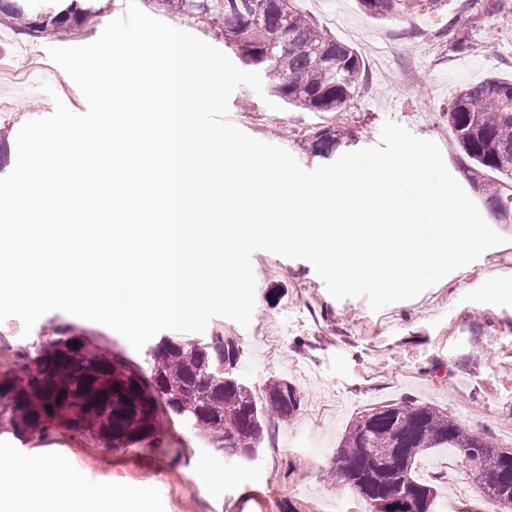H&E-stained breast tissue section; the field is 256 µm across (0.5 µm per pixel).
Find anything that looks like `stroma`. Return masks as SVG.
Instances as JSON below:
<instances>
[{
    "label": "stroma",
    "instance_id": "obj_1",
    "mask_svg": "<svg viewBox=\"0 0 512 512\" xmlns=\"http://www.w3.org/2000/svg\"><path fill=\"white\" fill-rule=\"evenodd\" d=\"M148 15L223 47L218 27L164 12L154 0H137ZM93 16L81 34L50 31L38 38L0 26V177L16 160V135L27 121L50 116L55 99L74 113L87 102L73 80L44 53L52 46L95 41L127 0H91ZM296 8L361 56L366 84L346 111L326 117L288 106L274 110L249 86L229 100V120L257 139L288 150L307 170L321 164L308 152L315 130L344 131L345 151L377 145L386 120L434 141L444 163L487 216L490 227L512 240L478 193L451 132L448 105L461 88L495 75L512 79V18L492 0H443L437 10L377 19L358 0H295ZM53 94H46L44 85ZM255 308L248 326L213 318L208 330L238 339L240 372L262 389L284 377L302 403L288 421L273 425L259 456L228 460L181 422L164 420L167 447L104 452L76 434L20 441L0 434V458L39 465L43 455L69 458L85 487L105 482L132 492L141 512H345L347 493L330 475L331 459L357 413L411 397L448 410L466 430L484 432L512 448V252L502 246L447 275L414 299L372 311L366 299H335L312 264L258 250L252 255ZM61 322L80 327L147 369L146 351L135 350L113 329L54 310L31 333L20 319L0 322V335L26 346ZM222 473L220 494L208 495L194 474L199 465ZM488 507L466 471L439 483L436 512Z\"/></svg>",
    "mask_w": 512,
    "mask_h": 512
}]
</instances>
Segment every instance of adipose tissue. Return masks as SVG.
I'll list each match as a JSON object with an SVG mask.
<instances>
[{
  "instance_id": "adipose-tissue-1",
  "label": "adipose tissue",
  "mask_w": 512,
  "mask_h": 512,
  "mask_svg": "<svg viewBox=\"0 0 512 512\" xmlns=\"http://www.w3.org/2000/svg\"><path fill=\"white\" fill-rule=\"evenodd\" d=\"M51 486L68 487L76 505L93 496L105 502L107 512H139L135 499L120 489L104 485L90 490L77 483L67 459L48 457L37 467L20 459H0L1 508L23 501L35 506L37 512H69L68 508L45 501L43 492Z\"/></svg>"
}]
</instances>
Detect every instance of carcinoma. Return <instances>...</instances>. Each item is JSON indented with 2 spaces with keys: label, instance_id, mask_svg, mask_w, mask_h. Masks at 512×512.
Wrapping results in <instances>:
<instances>
[{
  "label": "carcinoma",
  "instance_id": "obj_1",
  "mask_svg": "<svg viewBox=\"0 0 512 512\" xmlns=\"http://www.w3.org/2000/svg\"><path fill=\"white\" fill-rule=\"evenodd\" d=\"M0 0V23L37 36L52 28L83 29L91 12L80 0ZM170 12L221 23L224 45L264 75L270 96L309 112H343L364 81L358 52L301 15L294 0H156ZM375 17L428 9L440 0H358ZM448 127L475 175L476 188L503 222L512 219V190L485 182L487 171L512 181V81L489 77L460 89L448 106ZM339 146L331 127L318 130L310 152L330 157ZM0 433L51 438L65 428L106 452L160 448L156 410L206 434L230 459L251 461L269 434V417L286 421L300 409L296 385L279 377L262 401L239 375V341L214 333L202 341L160 339L149 351L147 376L122 354H108L64 325L30 346L0 344ZM447 448L466 465L484 498H512V459L484 434L465 431L447 411L413 398L358 413L331 462L336 483L355 491L368 512H433L436 482L417 476L418 463Z\"/></svg>",
  "mask_w": 512,
  "mask_h": 512
}]
</instances>
